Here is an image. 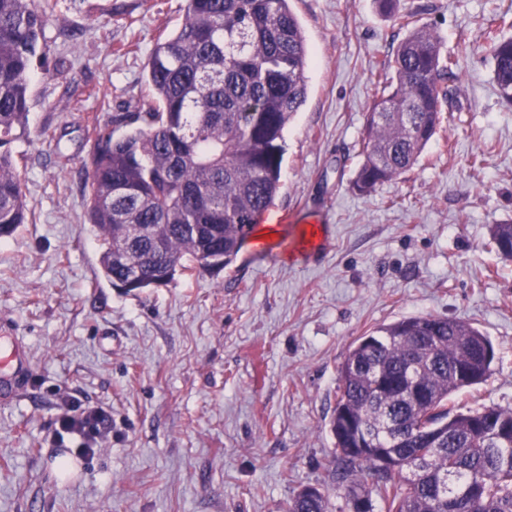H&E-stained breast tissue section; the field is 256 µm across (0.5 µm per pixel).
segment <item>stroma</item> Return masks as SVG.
<instances>
[{"instance_id":"stroma-1","label":"stroma","mask_w":512,"mask_h":512,"mask_svg":"<svg viewBox=\"0 0 512 512\" xmlns=\"http://www.w3.org/2000/svg\"><path fill=\"white\" fill-rule=\"evenodd\" d=\"M186 4L59 0L45 28L9 145L29 222L0 241V324L32 370L0 403V512H282L307 486L350 512L332 463L338 368L358 336L404 317L461 319L492 341L487 381L450 409L512 408V260L490 244L512 222V106L490 54L512 38V0H400L459 77L419 163L368 196L351 187L366 107L404 32L375 0H291L312 61L273 206L232 265L125 295L85 222V121L149 110V52ZM71 397L112 430L62 487L75 450L52 432Z\"/></svg>"}]
</instances>
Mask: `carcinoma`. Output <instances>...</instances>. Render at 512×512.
Segmentation results:
<instances>
[{
	"label": "carcinoma",
	"instance_id": "1",
	"mask_svg": "<svg viewBox=\"0 0 512 512\" xmlns=\"http://www.w3.org/2000/svg\"><path fill=\"white\" fill-rule=\"evenodd\" d=\"M407 30L377 73L354 188L368 195L416 166L437 133L458 63L398 0H377ZM58 0H0V240L26 223L23 184L4 149L26 128L34 58ZM499 94L512 104V38L493 39ZM306 38L289 0H188L178 29L157 40L148 112L94 117L86 217L113 287L138 295L176 277L231 265L282 186L285 132L305 103ZM127 127L115 135L116 127ZM491 243L512 259V223ZM494 348L470 323L420 315L358 337L339 367L331 418L336 475L349 501L374 512H512V409L448 411L449 397L484 382ZM366 432L398 457L381 468L353 456ZM373 489H368L367 484ZM284 512H329L317 488Z\"/></svg>",
	"mask_w": 512,
	"mask_h": 512
}]
</instances>
